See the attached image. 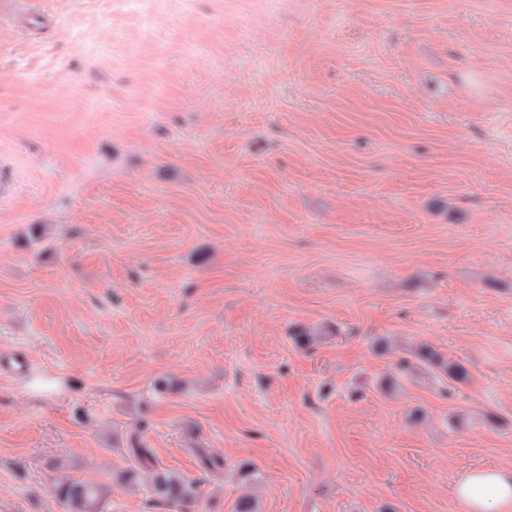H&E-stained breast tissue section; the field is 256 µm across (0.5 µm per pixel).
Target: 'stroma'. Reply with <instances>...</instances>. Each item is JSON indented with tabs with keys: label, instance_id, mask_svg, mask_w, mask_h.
<instances>
[{
	"label": "stroma",
	"instance_id": "obj_1",
	"mask_svg": "<svg viewBox=\"0 0 512 512\" xmlns=\"http://www.w3.org/2000/svg\"><path fill=\"white\" fill-rule=\"evenodd\" d=\"M40 10L0 17V512H65L58 460L145 512L136 439L197 512H464L512 467V0ZM418 363L410 361L401 362L402 369L405 372H418L423 369L422 365L440 369L447 377L448 383H466L470 379V373L467 368L458 362L445 361L429 345H422L418 349ZM454 493L465 512H508L512 508V469H471Z\"/></svg>",
	"mask_w": 512,
	"mask_h": 512
}]
</instances>
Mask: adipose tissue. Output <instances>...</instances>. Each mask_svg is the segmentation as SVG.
Segmentation results:
<instances>
[{
  "instance_id": "1",
  "label": "adipose tissue",
  "mask_w": 512,
  "mask_h": 512,
  "mask_svg": "<svg viewBox=\"0 0 512 512\" xmlns=\"http://www.w3.org/2000/svg\"><path fill=\"white\" fill-rule=\"evenodd\" d=\"M454 493L465 512H512V469H471Z\"/></svg>"
}]
</instances>
